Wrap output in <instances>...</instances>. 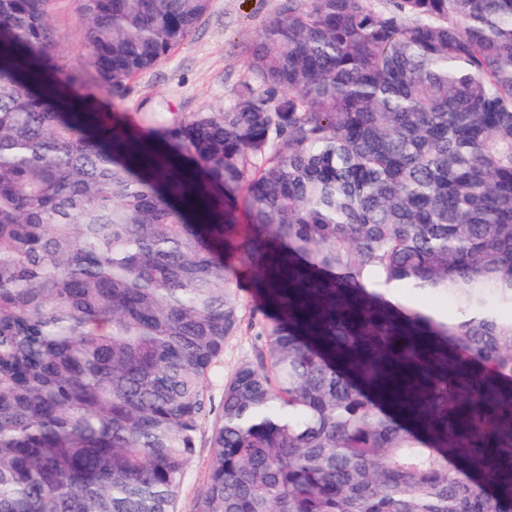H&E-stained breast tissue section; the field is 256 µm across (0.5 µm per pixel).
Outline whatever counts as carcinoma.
Returning <instances> with one entry per match:
<instances>
[{
    "mask_svg": "<svg viewBox=\"0 0 512 512\" xmlns=\"http://www.w3.org/2000/svg\"><path fill=\"white\" fill-rule=\"evenodd\" d=\"M48 3L0 0V512H176L244 270L199 512H512V0H288L159 142ZM208 6L81 0L99 83Z\"/></svg>",
    "mask_w": 512,
    "mask_h": 512,
    "instance_id": "1",
    "label": "carcinoma"
}]
</instances>
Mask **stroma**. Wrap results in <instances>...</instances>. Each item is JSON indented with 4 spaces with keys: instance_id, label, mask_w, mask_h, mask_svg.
<instances>
[{
    "instance_id": "1",
    "label": "stroma",
    "mask_w": 512,
    "mask_h": 512,
    "mask_svg": "<svg viewBox=\"0 0 512 512\" xmlns=\"http://www.w3.org/2000/svg\"><path fill=\"white\" fill-rule=\"evenodd\" d=\"M287 5V0H209L208 11L190 36L156 66L131 78L117 95L99 85L95 71L85 62L78 0H50L48 13L55 31L57 63L63 69H78L82 80L78 90L91 94L94 111L111 113L114 124L154 140L158 113L208 112L233 102L242 84L252 79L249 59L256 33L268 17ZM238 286L245 302L243 321L226 342L211 379L212 410L202 423L177 512H197L208 481L211 432L222 415L224 380L253 354L250 320L259 301L252 277L241 276Z\"/></svg>"
}]
</instances>
